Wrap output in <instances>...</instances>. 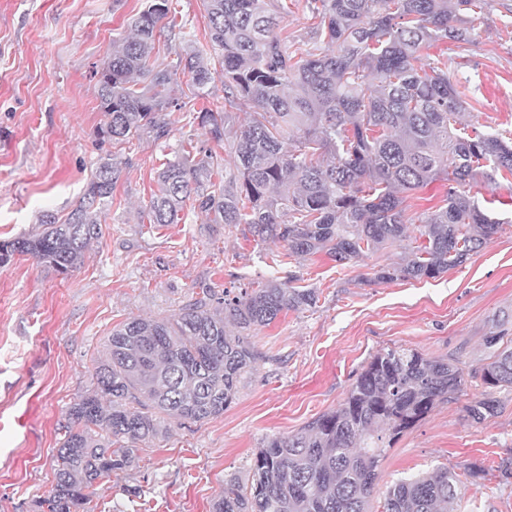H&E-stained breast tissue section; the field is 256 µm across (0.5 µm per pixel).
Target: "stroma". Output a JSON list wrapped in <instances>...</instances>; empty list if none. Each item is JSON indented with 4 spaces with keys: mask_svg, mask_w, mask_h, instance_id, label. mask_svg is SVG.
Instances as JSON below:
<instances>
[{
    "mask_svg": "<svg viewBox=\"0 0 512 512\" xmlns=\"http://www.w3.org/2000/svg\"><path fill=\"white\" fill-rule=\"evenodd\" d=\"M147 0H0V240L31 234L44 212L66 216L100 158L120 167L103 235L69 276L28 256L0 268V512H33L51 491L54 456L69 406L90 392L95 359L113 327L131 318H171L203 289L257 284L270 275L279 242L204 223L187 208L179 223L149 224L156 171L186 140L202 143L199 122H172L168 136L101 141L93 72L130 32ZM466 54L434 44L451 82L470 88L476 127L512 138V0H489L468 25ZM470 193L500 226L483 250L436 279L374 281L397 261L395 243L338 267L327 256L290 268L317 290L315 308L289 311L249 341L259 358L234 402L204 422L168 420L144 444L137 466L113 475L88 512H211L224 481L247 483L265 440L301 430L336 410L358 375L384 349L456 358L461 392L397 438L382 459L369 507L377 512L396 480L439 467L463 475L456 512H512V391L500 411L474 422L468 408L484 386L471 374L488 357L484 339L512 337V177L476 178ZM485 471L466 478L471 466Z\"/></svg>",
    "mask_w": 512,
    "mask_h": 512,
    "instance_id": "35a3bbf8",
    "label": "stroma"
}]
</instances>
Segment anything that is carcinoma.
<instances>
[{
  "label": "carcinoma",
  "instance_id": "1",
  "mask_svg": "<svg viewBox=\"0 0 512 512\" xmlns=\"http://www.w3.org/2000/svg\"><path fill=\"white\" fill-rule=\"evenodd\" d=\"M202 4L221 50L224 108H202L198 119L224 153L190 141L166 159L148 221L173 224L189 205L207 224L278 240L285 252L255 288L209 289L174 320L134 318L112 329L92 391L68 409L54 486L33 502L35 512H85L101 483L140 460L129 444L156 438L162 419L224 414L258 359L248 332L317 303L316 289L294 285L288 259L324 253L342 266L406 239V193L441 177L446 203L418 225L424 243L379 266L374 281L435 279L498 231L467 186L488 170L512 176V140L468 129L467 88L423 56L437 41L467 42V24L486 0H306L319 20L318 53L289 50L280 28L288 0ZM175 14L174 0H149L94 71L107 117L99 139H163L169 113L195 111L170 98L172 72L158 63L156 41ZM179 35L177 66L197 87L208 85L210 58L190 33ZM250 104L257 111L231 133ZM118 173L112 156L100 159L65 217L46 213L38 232L0 241V267L28 255L64 277L75 271L103 234ZM485 346L489 362L477 372L487 391L469 407L477 423L498 412L494 391L512 389V339L488 336ZM463 385L457 360L404 348L376 354L336 410L264 441L250 485L224 480L212 512H370L386 449ZM459 483L446 467L401 478L380 512H454Z\"/></svg>",
  "mask_w": 512,
  "mask_h": 512
}]
</instances>
